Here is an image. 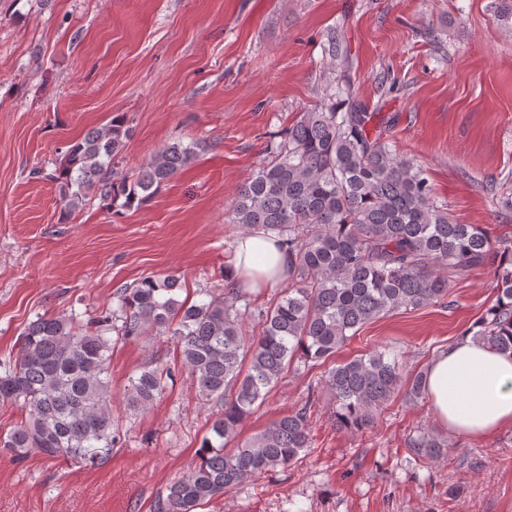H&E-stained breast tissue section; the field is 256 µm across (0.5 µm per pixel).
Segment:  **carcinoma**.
<instances>
[{"label": "carcinoma", "mask_w": 512, "mask_h": 512, "mask_svg": "<svg viewBox=\"0 0 512 512\" xmlns=\"http://www.w3.org/2000/svg\"><path fill=\"white\" fill-rule=\"evenodd\" d=\"M327 43L330 65L344 61L343 37L332 30ZM374 118L348 79L329 84L313 110L275 135L266 164L237 190L229 215L240 233H262L288 246V289L277 303L253 304L227 272L222 287L204 290L205 299L194 303L178 299L177 277L148 276L117 291L116 306L100 315L37 317L0 372V404L24 413L0 446L19 458L35 450L53 460L105 464L120 439L112 420L111 333L168 336L181 369L218 412L198 462L170 482L154 512H197L312 446V398L239 440L241 422L293 363L323 364L367 324L443 299L442 269L459 276L493 266L498 300L480 317L474 339L512 355V238L450 219L420 167L383 140ZM127 135L124 118L115 117L70 146L58 176L65 208H78L91 190L103 201L122 197L131 208L194 158L193 147L173 143L132 179L114 180ZM248 320L258 322V335L245 329ZM173 372L168 363L141 367L129 378L127 407H150ZM320 384L335 398L336 426L357 433L372 426L401 388L411 400L427 395L426 374L406 375L386 350L333 365ZM447 447L429 431L407 440L419 459H435Z\"/></svg>", "instance_id": "carcinoma-1"}]
</instances>
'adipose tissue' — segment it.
<instances>
[{"instance_id": "adipose-tissue-1", "label": "adipose tissue", "mask_w": 512, "mask_h": 512, "mask_svg": "<svg viewBox=\"0 0 512 512\" xmlns=\"http://www.w3.org/2000/svg\"><path fill=\"white\" fill-rule=\"evenodd\" d=\"M288 252L260 234L238 239L234 250L237 278L253 288L282 282ZM428 396L440 424L449 433L486 436L512 425V357L472 338L441 352L427 369Z\"/></svg>"}]
</instances>
